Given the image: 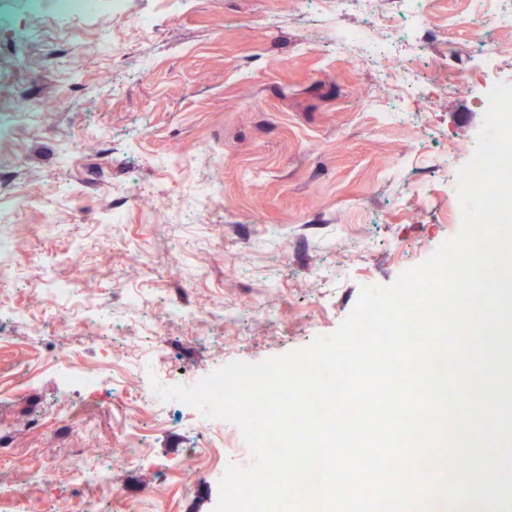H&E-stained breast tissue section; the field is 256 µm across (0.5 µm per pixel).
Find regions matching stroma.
<instances>
[{
  "label": "stroma",
  "instance_id": "1",
  "mask_svg": "<svg viewBox=\"0 0 512 512\" xmlns=\"http://www.w3.org/2000/svg\"><path fill=\"white\" fill-rule=\"evenodd\" d=\"M500 0H432L429 28L396 41L419 82L401 119L390 90L330 44L401 22L400 0H0V249L25 260L0 299V512H213L197 412L140 405L134 354L170 385L259 363L334 333L363 286L429 258L462 223L451 188L476 147L480 102L512 82V26L479 36ZM111 27H103L104 18ZM152 28L142 32L140 23ZM500 46L489 56V45ZM469 72L465 87L453 73ZM194 155L190 173L180 160ZM201 215L186 213L199 191ZM97 302L79 337L54 282ZM202 308L187 327L178 301ZM268 318L261 319L257 310ZM112 373L92 400L59 364ZM91 435L62 442L58 409ZM136 435L148 463H112ZM86 448L110 490L35 473Z\"/></svg>",
  "mask_w": 512,
  "mask_h": 512
}]
</instances>
